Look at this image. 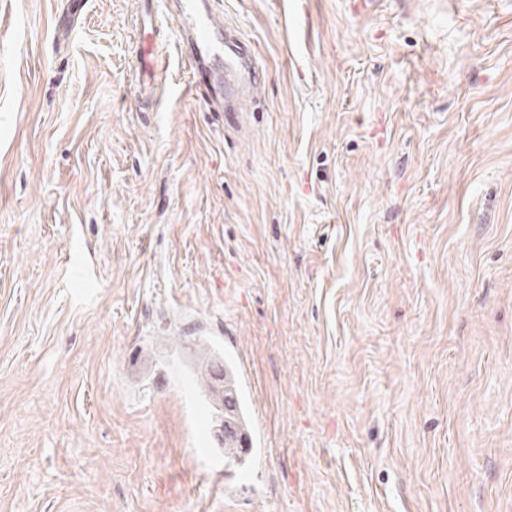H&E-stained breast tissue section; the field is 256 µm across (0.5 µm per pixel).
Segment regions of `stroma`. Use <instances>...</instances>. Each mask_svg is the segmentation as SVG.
I'll return each instance as SVG.
<instances>
[{
	"instance_id": "obj_1",
	"label": "stroma",
	"mask_w": 512,
	"mask_h": 512,
	"mask_svg": "<svg viewBox=\"0 0 512 512\" xmlns=\"http://www.w3.org/2000/svg\"><path fill=\"white\" fill-rule=\"evenodd\" d=\"M62 2L0 0V512H512V0H212L233 135ZM236 374L235 366L224 361V420L227 418L231 421L235 428L245 436L248 432L249 418L246 410L240 406L237 398H235ZM226 404L228 408L225 410Z\"/></svg>"
}]
</instances>
